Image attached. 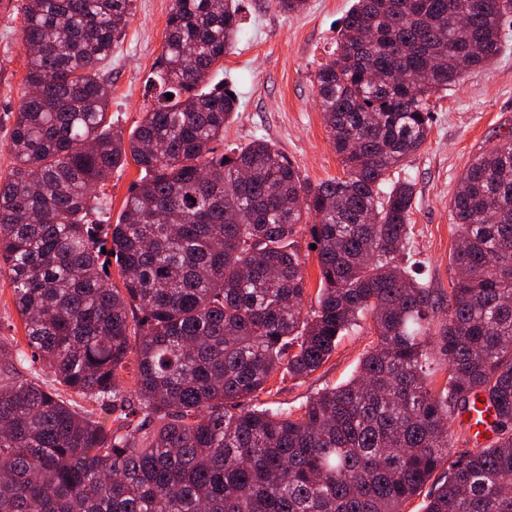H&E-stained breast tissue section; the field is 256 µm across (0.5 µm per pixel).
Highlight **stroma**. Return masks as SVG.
I'll return each mask as SVG.
<instances>
[{
    "mask_svg": "<svg viewBox=\"0 0 512 512\" xmlns=\"http://www.w3.org/2000/svg\"><path fill=\"white\" fill-rule=\"evenodd\" d=\"M173 0H131L125 36L113 48L105 73L112 98L110 130L131 136L151 98L147 87L162 52ZM352 0H307L305 10L289 14L274 0H240L241 30L235 46L220 61L217 79L231 86L238 112L215 148L227 152L264 138L318 184L341 175L315 95V72L336 47V26ZM22 0L0 8V179L14 166L9 150L14 113L25 91L27 56L21 42ZM501 55L488 68L431 98L434 114L429 137L390 181L407 177L415 184L411 219L412 270L421 283L447 293L450 255L458 238L451 199L473 158L512 132V27ZM143 173L135 163L114 171L98 191L103 217L117 222L132 186ZM373 339L370 324L343 336L335 353L308 378L274 374L258 404L296 408L326 387L348 381Z\"/></svg>",
    "mask_w": 512,
    "mask_h": 512,
    "instance_id": "35a3bbf8",
    "label": "stroma"
}]
</instances>
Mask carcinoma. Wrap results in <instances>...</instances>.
Masks as SVG:
<instances>
[{"mask_svg":"<svg viewBox=\"0 0 512 512\" xmlns=\"http://www.w3.org/2000/svg\"><path fill=\"white\" fill-rule=\"evenodd\" d=\"M130 2L22 7L36 92L0 180V268L28 349L0 336V512H407L428 484L425 512H512V139L460 177L446 296L406 266L415 184L382 190L426 143L430 96L499 55L512 0H354L315 73L343 176L315 186L265 139L215 153L238 108L214 79L237 0H173L159 93L129 139L108 133L102 64ZM130 161L145 175L105 224L97 189ZM361 320L374 339L347 382L297 412L243 407ZM480 400L494 435L458 451L447 422ZM298 241L301 246V255L305 256V275L307 280L308 292L304 299V312L311 313L313 308L317 307L316 301V292L319 286V268H318V259L316 256V252L307 249V242H311L312 240L309 237L298 235Z\"/></svg>","mask_w":512,"mask_h":512,"instance_id":"cac0c4a2","label":"carcinoma"}]
</instances>
